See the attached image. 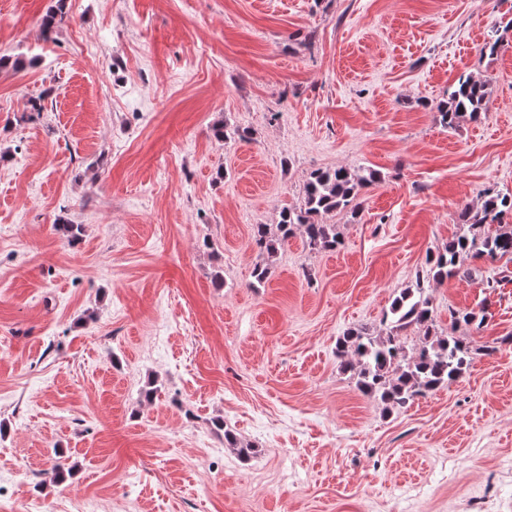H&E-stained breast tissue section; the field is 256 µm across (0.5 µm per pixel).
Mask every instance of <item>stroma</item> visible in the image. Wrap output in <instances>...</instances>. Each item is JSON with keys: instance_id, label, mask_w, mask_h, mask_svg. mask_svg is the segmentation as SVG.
<instances>
[{"instance_id": "35a3bbf8", "label": "stroma", "mask_w": 512, "mask_h": 512, "mask_svg": "<svg viewBox=\"0 0 512 512\" xmlns=\"http://www.w3.org/2000/svg\"><path fill=\"white\" fill-rule=\"evenodd\" d=\"M55 3L0 0V512H512V262L475 259L489 294L427 264L512 194V0H65L47 33ZM463 74L490 96L447 129ZM339 166L381 174L341 245L257 283L253 225ZM418 284L501 347L389 414L336 344Z\"/></svg>"}]
</instances>
